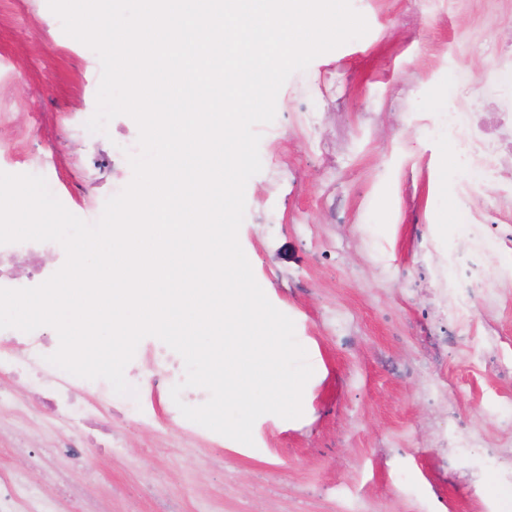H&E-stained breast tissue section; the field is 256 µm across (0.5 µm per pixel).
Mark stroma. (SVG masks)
Wrapping results in <instances>:
<instances>
[{"mask_svg":"<svg viewBox=\"0 0 512 512\" xmlns=\"http://www.w3.org/2000/svg\"><path fill=\"white\" fill-rule=\"evenodd\" d=\"M369 26L359 39L316 57L278 93L272 123L259 126L262 170L245 189L239 243L270 303L293 320L313 375L303 414L259 417L245 445L174 413L154 368L180 355L160 339L139 343L124 375L136 397L113 396L83 462L56 455L88 428L56 417L26 378H0L22 405L0 416V468L21 472L62 501V512H339L361 497L374 512H475L499 500L512 512V486L486 476L475 488L444 478L433 423L445 406L491 440L512 413V382L475 366L466 345L433 362L421 338L442 322L495 338L512 355V168L481 189L487 249L484 286L502 291L481 319L461 316L426 282L416 248L439 254L476 217L457 205L470 174L440 130L449 104L512 112V0H350ZM101 64L67 36L47 0H0V171L43 176L74 215L96 223L114 181L129 183L125 157L138 126L112 119V135L90 132ZM356 335L340 343L337 312ZM448 384V405L423 397L428 379ZM117 440L119 454L108 442ZM62 467L78 495L46 482Z\"/></svg>","mask_w":512,"mask_h":512,"instance_id":"stroma-1","label":"stroma"}]
</instances>
